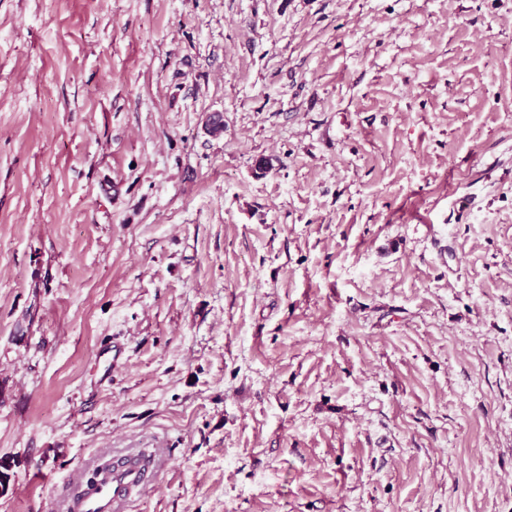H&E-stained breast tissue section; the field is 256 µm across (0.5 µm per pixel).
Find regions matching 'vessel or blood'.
I'll use <instances>...</instances> for the list:
<instances>
[{"instance_id": "b4317fda", "label": "vessel or blood", "mask_w": 512, "mask_h": 512, "mask_svg": "<svg viewBox=\"0 0 512 512\" xmlns=\"http://www.w3.org/2000/svg\"><path fill=\"white\" fill-rule=\"evenodd\" d=\"M153 479L149 460L138 462L131 456L114 459L111 471L72 508L74 512H115L131 492L148 486Z\"/></svg>"}]
</instances>
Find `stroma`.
<instances>
[{
	"label": "stroma",
	"mask_w": 512,
	"mask_h": 512,
	"mask_svg": "<svg viewBox=\"0 0 512 512\" xmlns=\"http://www.w3.org/2000/svg\"><path fill=\"white\" fill-rule=\"evenodd\" d=\"M143 448L126 512H512V0H0V512Z\"/></svg>",
	"instance_id": "obj_1"
}]
</instances>
